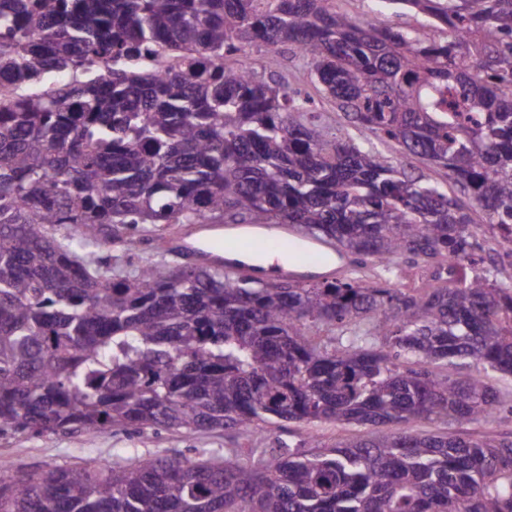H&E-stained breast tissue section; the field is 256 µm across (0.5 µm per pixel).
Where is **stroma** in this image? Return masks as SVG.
<instances>
[{"mask_svg": "<svg viewBox=\"0 0 512 512\" xmlns=\"http://www.w3.org/2000/svg\"><path fill=\"white\" fill-rule=\"evenodd\" d=\"M337 11L356 18L376 17L388 26H420L427 19L386 4L385 0H335ZM229 67L254 66L258 74L286 89H299L311 98L312 112L335 128L347 127L344 115L337 112L331 98L326 97L316 82L307 62L288 47L267 52L251 47L231 56ZM378 149L390 160L401 164L407 173L425 176L437 183L443 191L452 192L445 170L428 165L420 157L405 152L391 142L379 143ZM473 220L471 229L480 249L469 274L482 272L484 267L495 266L503 282H512V265L500 257L499 233L487 224L484 213L476 206H469ZM492 383L499 396L498 409L488 418L464 424L448 425L440 422L421 421L410 425L389 424L392 432L402 430L417 433H442L450 431L462 436L483 437L494 440H512V378L494 375ZM354 428H342L331 423L312 425L304 422L282 421L272 425L268 433L256 438L246 433L227 437L223 430H203L185 433L178 430L158 429L142 433L113 431L101 434L93 431L75 433L16 435L0 437V469L48 470L62 465H74L88 459L108 462H125L141 456L169 458H228L232 462H246L251 452L261 453L266 462H273L279 448L293 447L309 450L313 440L332 444L354 435Z\"/></svg>", "mask_w": 512, "mask_h": 512, "instance_id": "stroma-1", "label": "stroma"}]
</instances>
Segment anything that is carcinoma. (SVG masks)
Returning a JSON list of instances; mask_svg holds the SVG:
<instances>
[{
	"label": "carcinoma",
	"mask_w": 512,
	"mask_h": 512,
	"mask_svg": "<svg viewBox=\"0 0 512 512\" xmlns=\"http://www.w3.org/2000/svg\"><path fill=\"white\" fill-rule=\"evenodd\" d=\"M332 2L0 0V435L358 428L269 466L0 470V512H512V441L382 430L494 411L512 285L468 277L469 212L373 145L512 228V0H388L435 38ZM258 43L294 47L363 142L224 66ZM135 224H293L380 274L261 284L163 249L117 272L96 248L135 255ZM403 256L431 281L391 287ZM375 143L380 152L390 160L400 163L407 173L414 176H425L430 181L437 183L446 193H451L454 189L448 183L446 170L428 165L420 157L405 152L401 147L392 142H379L375 140Z\"/></svg>",
	"instance_id": "cac0c4a2"
}]
</instances>
